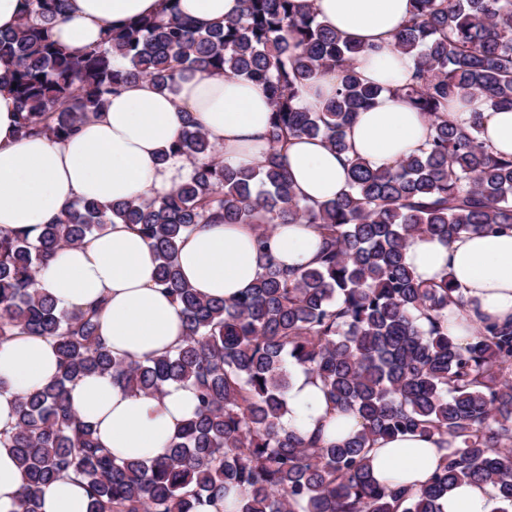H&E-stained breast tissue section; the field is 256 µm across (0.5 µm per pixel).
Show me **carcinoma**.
I'll use <instances>...</instances> for the list:
<instances>
[{
	"instance_id": "1",
	"label": "carcinoma",
	"mask_w": 512,
	"mask_h": 512,
	"mask_svg": "<svg viewBox=\"0 0 512 512\" xmlns=\"http://www.w3.org/2000/svg\"><path fill=\"white\" fill-rule=\"evenodd\" d=\"M412 2L392 48L414 55L416 71L392 92L427 118V142L384 167L347 159V188L308 204L289 179V140L319 137L348 152L346 129L383 88L355 69L363 47L299 0H242L237 17L207 28L183 16L178 0H164L154 16L106 23L101 42L80 55L53 35L68 0H24L15 32L0 34L21 138L65 139L127 83L167 89L195 69L251 80L273 109L268 149L253 166L224 165L187 116L169 152L200 164L161 200L80 199L34 238L0 231V344L29 333L53 342L59 356L55 379L17 395L16 422L0 432L25 472L17 512H40L45 488L70 476L87 490L89 512H227L232 490L235 512H442L461 482L491 484L504 504L498 512H509L512 321H483L456 343L448 309L464 307L460 289L447 276L418 280L405 251L418 236L450 242L512 230V157L481 141L484 113L458 124L447 112L465 94L512 110V0ZM329 73L334 94L317 108L302 105V88ZM114 224L155 249L156 284L185 319L182 344L143 362L113 356L99 337L104 301L61 314L35 288L36 272L58 251ZM201 224L255 231L262 271L229 303L205 299L181 277L178 243ZM279 224L319 227L316 266L296 272L275 263L269 239ZM292 365L319 379L332 408L354 414L361 431L325 443L284 429ZM94 374L156 398L171 382L189 383L194 416L162 456L120 459L69 401L68 385ZM409 433L439 436L446 453L436 471L417 488L378 482L370 445Z\"/></svg>"
}]
</instances>
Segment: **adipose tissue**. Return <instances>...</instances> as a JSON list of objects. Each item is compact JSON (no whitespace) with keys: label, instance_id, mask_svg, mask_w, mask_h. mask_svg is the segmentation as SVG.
Here are the masks:
<instances>
[{"label":"adipose tissue","instance_id":"ef3b65f1","mask_svg":"<svg viewBox=\"0 0 512 512\" xmlns=\"http://www.w3.org/2000/svg\"><path fill=\"white\" fill-rule=\"evenodd\" d=\"M319 22L365 46L356 61L361 78L383 85L371 108L359 112L346 131L352 154L382 167L418 152L430 135L427 120L393 94L409 81L416 62L390 46L412 10L411 0H307ZM162 0H69L66 18L54 28L60 45L72 54L96 44L106 23L158 13ZM183 15L200 26L233 17L241 0H180ZM220 145L224 163L233 168L254 164L266 149L271 104L262 90L241 77L206 70L178 75L172 88L150 81L130 83L109 97L100 117L81 124L66 140L18 138L17 103L6 70L0 66V229L38 230L77 199L102 204L134 197L160 199L191 179L194 162L161 153L180 135L184 113ZM484 115L483 141L493 152L512 155V111H489L479 99L455 101L449 113L460 123L472 113ZM286 162L297 197L306 202L334 199L347 185L345 159L320 139L295 137ZM321 238L309 224L278 225L272 254L285 268L313 267ZM405 259L423 281L450 276L461 289L464 311L448 313V333L466 343L479 318L512 320V231L463 233L452 242L417 237ZM177 262L185 280L199 293L233 300L251 288L260 259L254 232L247 224H206L183 237ZM156 255L127 225L116 224L85 244L62 250L36 275V287L70 313L102 298L99 335L114 356L145 360L178 346L185 335L180 309L155 283ZM52 342L25 333L0 344V429L16 421L15 397L41 388L57 373ZM69 400L80 418L96 431L116 457L148 460L162 454L179 428L193 417L192 385L171 383L161 397L132 392L108 375H92L70 388ZM284 428L324 440L358 433L351 414L331 410L320 382L294 369L288 390ZM443 454L438 437L406 434L376 441L370 453L375 476L410 485L428 480ZM25 480L13 449L0 444V512H17ZM443 512H496L494 490L463 483L449 491ZM41 512H89L86 489L68 478L50 485Z\"/></svg>","mask_w":512,"mask_h":512}]
</instances>
